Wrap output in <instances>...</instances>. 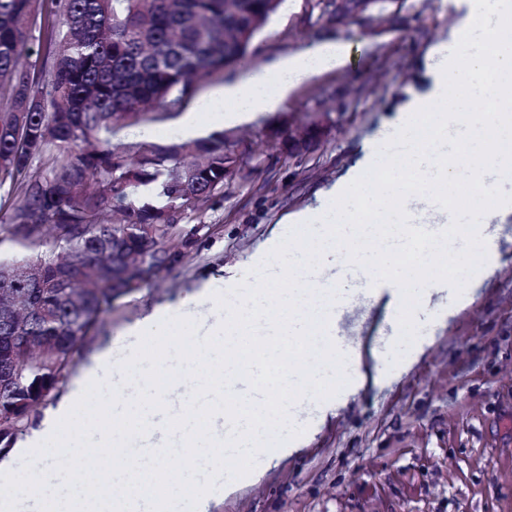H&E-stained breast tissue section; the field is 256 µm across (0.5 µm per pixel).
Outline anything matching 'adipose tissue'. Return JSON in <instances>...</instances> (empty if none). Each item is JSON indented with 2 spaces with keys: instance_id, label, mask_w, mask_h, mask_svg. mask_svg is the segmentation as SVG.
<instances>
[{
  "instance_id": "obj_1",
  "label": "adipose tissue",
  "mask_w": 512,
  "mask_h": 512,
  "mask_svg": "<svg viewBox=\"0 0 512 512\" xmlns=\"http://www.w3.org/2000/svg\"><path fill=\"white\" fill-rule=\"evenodd\" d=\"M456 7L465 22L435 67L430 100L401 114L395 148L380 151L369 139L356 165L324 190L325 205L288 215L291 240L272 234L247 256L252 277H230L215 300L199 288L215 314L214 340L189 323L171 329L154 309L128 328L152 337L150 351L98 350L40 429L0 458V475L18 455L32 466L26 493L1 501L0 512H171L176 487L185 512H212L209 484L189 483V473L208 469L232 491L257 480L253 460L263 448L276 446L285 458L304 447L311 431L300 428L302 413L325 420L365 382L358 355L336 343L348 296L325 273L333 257L358 277L370 304L391 311L399 331L431 306L428 329L395 362L390 381L418 363L498 269L491 257L479 278H466L467 242H497L512 222V195L497 183L512 176V0ZM351 60L350 45L322 40L246 72L200 109L219 126L248 124L300 83ZM175 375L187 386L173 385ZM94 389L105 394L100 415L58 437ZM52 435L56 447H44Z\"/></svg>"
}]
</instances>
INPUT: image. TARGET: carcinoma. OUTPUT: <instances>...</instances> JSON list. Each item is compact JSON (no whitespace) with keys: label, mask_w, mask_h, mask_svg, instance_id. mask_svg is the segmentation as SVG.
<instances>
[{"label":"carcinoma","mask_w":512,"mask_h":512,"mask_svg":"<svg viewBox=\"0 0 512 512\" xmlns=\"http://www.w3.org/2000/svg\"><path fill=\"white\" fill-rule=\"evenodd\" d=\"M284 0H0V197L7 214L0 268L37 263L48 279L89 280L100 245L127 248L132 224L152 225L144 263L112 269L72 301L62 288L14 292L27 313L0 318V431H20L55 393L74 353L112 301L166 270L165 241L185 209L224 192V133L136 154L117 131L160 119L215 73L244 66L255 34ZM37 50H32V45ZM36 54L33 62L24 58ZM44 160L32 169L33 160ZM24 224H48L41 235Z\"/></svg>","instance_id":"1"}]
</instances>
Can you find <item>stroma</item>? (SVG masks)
Listing matches in <instances>:
<instances>
[{"instance_id": "35a3bbf8", "label": "stroma", "mask_w": 512, "mask_h": 512, "mask_svg": "<svg viewBox=\"0 0 512 512\" xmlns=\"http://www.w3.org/2000/svg\"><path fill=\"white\" fill-rule=\"evenodd\" d=\"M346 4L340 14L331 0H284L255 35L254 68L329 38L348 42L353 61L298 85L256 122L225 128L237 163L223 195L186 211L181 234L167 242L175 262L113 301L78 363L104 342L121 353L137 351L142 341L127 328L149 308H165L171 326L210 331L209 303L188 304L185 296L203 284L222 295L231 268L247 276L246 255L271 233L289 236L285 217L318 206L322 190L355 164L363 139L392 132L409 101L426 97L437 51L462 23L450 0ZM240 74L237 67L214 74L173 117L122 129L117 142L146 151L182 141L184 116ZM314 122L318 135L304 150L287 152L273 141L274 128L295 134ZM497 253L495 277L389 386L380 380L403 340L392 337L388 311L369 306L359 282L344 278L350 300L336 320V338L346 345L372 340L370 380L304 448L273 467L258 456L259 482L230 494L213 484L214 512H512V223Z\"/></svg>"}]
</instances>
